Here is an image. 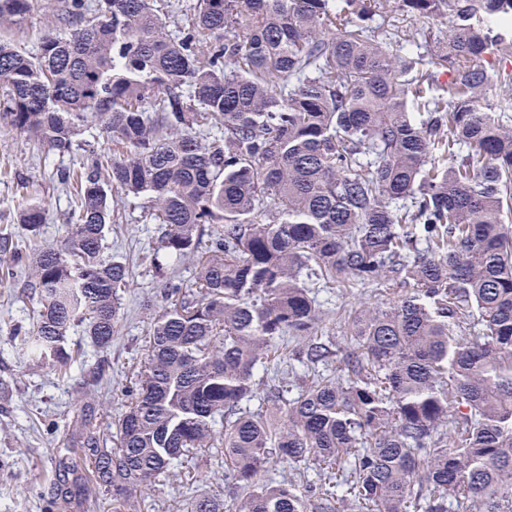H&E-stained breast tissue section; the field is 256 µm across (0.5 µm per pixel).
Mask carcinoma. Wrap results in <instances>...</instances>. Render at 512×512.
Instances as JSON below:
<instances>
[{
	"label": "carcinoma",
	"instance_id": "carcinoma-1",
	"mask_svg": "<svg viewBox=\"0 0 512 512\" xmlns=\"http://www.w3.org/2000/svg\"><path fill=\"white\" fill-rule=\"evenodd\" d=\"M155 2L64 0L34 56L0 39L1 123L59 153L93 127L113 145L57 172L74 198L61 244L28 266L34 359L67 374L76 323L112 346L130 277L103 255L112 189L150 199L175 257L223 225L196 292L173 286L153 318L113 448L88 382L72 434L88 483L60 480L51 512L89 490L121 512L214 447L219 422L241 496L190 512H512V76L476 64L512 53V0H398L451 21L448 52L400 59L372 35L390 0H198L176 32ZM30 8L0 0V28ZM44 220L39 204L16 213L31 239ZM0 254L19 262L22 244L0 233ZM351 279L405 294L353 316L340 373L243 409L286 336L327 358L311 286ZM308 460L304 492L260 480Z\"/></svg>",
	"mask_w": 512,
	"mask_h": 512
}]
</instances>
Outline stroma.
I'll return each mask as SVG.
<instances>
[{
	"label": "stroma",
	"mask_w": 512,
	"mask_h": 512,
	"mask_svg": "<svg viewBox=\"0 0 512 512\" xmlns=\"http://www.w3.org/2000/svg\"><path fill=\"white\" fill-rule=\"evenodd\" d=\"M61 5L62 0H32L25 22L0 29V39L36 54L48 31L49 16ZM385 27L392 34L389 49L393 52L413 30L425 35L422 48L426 51L433 49L435 38L448 34L447 18L413 22L395 9L388 12ZM106 146L96 130L89 129L78 136L71 152L62 154L0 124V231L9 229L24 237L23 227L14 219L18 202L26 200L46 209L41 244L60 243L68 222L70 192L59 183L56 173L103 153ZM110 206L115 221L106 230L104 256L126 261L130 284L120 293V317L110 349L98 351L82 326L70 328L65 345L78 353L70 375L61 377L37 365L15 342V331L32 324L38 305L26 286L25 274H9L8 264H0V512H49L47 503L56 492L54 479L60 464L76 463L79 473H86V465L79 462L80 449L69 442L83 380L92 370L100 371L96 422L107 428L124 412L128 391L142 376L152 319L166 304L167 283L190 287L196 280V258L176 260L161 249L160 229L148 215L146 198L116 193ZM401 296V290L353 280L317 289L321 316L318 333L334 346L347 349L352 344L349 322L355 313L393 304ZM236 493L224 465L223 448H210L196 453L184 468L174 469L143 488L126 512H187L196 497L228 503Z\"/></svg>",
	"instance_id": "stroma-1"
}]
</instances>
